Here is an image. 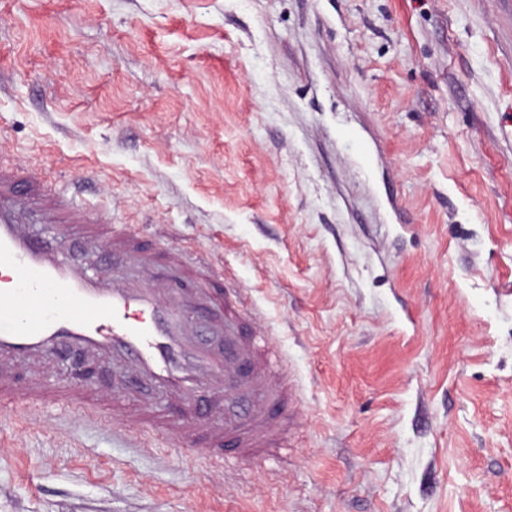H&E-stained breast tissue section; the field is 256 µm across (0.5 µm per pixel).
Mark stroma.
<instances>
[{
  "label": "stroma",
  "mask_w": 512,
  "mask_h": 512,
  "mask_svg": "<svg viewBox=\"0 0 512 512\" xmlns=\"http://www.w3.org/2000/svg\"><path fill=\"white\" fill-rule=\"evenodd\" d=\"M0 162L205 248L301 395L220 467L0 408V512H512V0H0ZM16 370L136 401L105 356Z\"/></svg>",
  "instance_id": "stroma-1"
}]
</instances>
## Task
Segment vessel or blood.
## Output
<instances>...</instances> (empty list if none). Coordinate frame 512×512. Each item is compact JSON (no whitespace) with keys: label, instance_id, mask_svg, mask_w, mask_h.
<instances>
[{"label":"vessel or blood","instance_id":"vessel-or-blood-1","mask_svg":"<svg viewBox=\"0 0 512 512\" xmlns=\"http://www.w3.org/2000/svg\"><path fill=\"white\" fill-rule=\"evenodd\" d=\"M20 186L22 199L15 195ZM41 219L130 256L136 275L112 279L76 264L56 238L32 231ZM248 318L202 253L150 249L123 225L82 221L73 198L26 167H0V356H109L125 367L130 389L149 386L173 401L164 413L141 410L138 421L175 446L220 459L228 439L246 454L276 446L272 409L294 401L282 382L283 355L270 337L243 332ZM219 387L234 406L220 427L194 410L207 389ZM16 398L77 411L104 402L76 386L21 384L0 369V405Z\"/></svg>","mask_w":512,"mask_h":512}]
</instances>
